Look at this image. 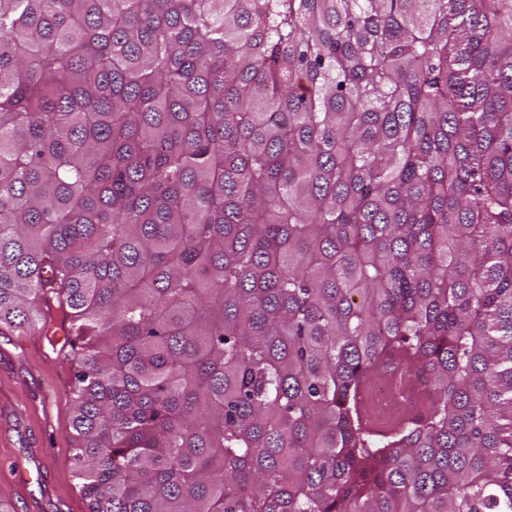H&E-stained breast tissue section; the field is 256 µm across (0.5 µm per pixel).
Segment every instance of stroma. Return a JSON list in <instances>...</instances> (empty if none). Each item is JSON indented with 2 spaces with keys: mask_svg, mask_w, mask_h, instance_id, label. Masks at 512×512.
Returning a JSON list of instances; mask_svg holds the SVG:
<instances>
[{
  "mask_svg": "<svg viewBox=\"0 0 512 512\" xmlns=\"http://www.w3.org/2000/svg\"><path fill=\"white\" fill-rule=\"evenodd\" d=\"M47 336L0 331V503L11 512H87L74 470L73 368L56 361ZM27 478H20V471Z\"/></svg>",
  "mask_w": 512,
  "mask_h": 512,
  "instance_id": "stroma-1",
  "label": "stroma"
}]
</instances>
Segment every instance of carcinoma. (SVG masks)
Listing matches in <instances>:
<instances>
[{
  "label": "carcinoma",
  "mask_w": 512,
  "mask_h": 512,
  "mask_svg": "<svg viewBox=\"0 0 512 512\" xmlns=\"http://www.w3.org/2000/svg\"><path fill=\"white\" fill-rule=\"evenodd\" d=\"M3 327L89 512H512V0H0Z\"/></svg>",
  "instance_id": "cac0c4a2"
}]
</instances>
